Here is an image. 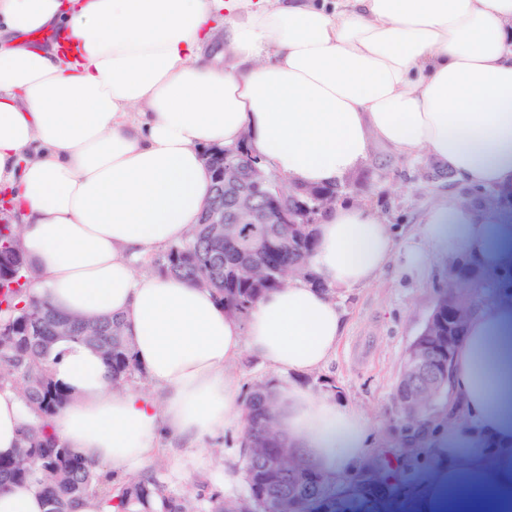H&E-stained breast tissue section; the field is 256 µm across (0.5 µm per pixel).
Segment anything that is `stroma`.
Listing matches in <instances>:
<instances>
[{
	"label": "stroma",
	"mask_w": 512,
	"mask_h": 512,
	"mask_svg": "<svg viewBox=\"0 0 512 512\" xmlns=\"http://www.w3.org/2000/svg\"><path fill=\"white\" fill-rule=\"evenodd\" d=\"M435 167L426 154L401 156L383 144H372L366 162L345 175V198L376 206L393 228L397 251H405L415 245L416 228L433 198L469 194L453 180H427V172ZM450 269V262L439 259L410 274L395 261L371 285L336 294L345 312L344 336L327 369L309 383L329 387L366 417L371 431L361 466L330 484L338 512H429L437 477L447 462L430 448L408 447L411 435L399 418L394 393L406 350ZM246 440L241 423L219 439L204 440L199 450L165 434L154 466L174 493H186L202 480L211 491L227 495L236 485L224 474L243 471L240 449Z\"/></svg>",
	"instance_id": "stroma-1"
}]
</instances>
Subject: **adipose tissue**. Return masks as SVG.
Masks as SVG:
<instances>
[{"label": "adipose tissue", "mask_w": 512, "mask_h": 512, "mask_svg": "<svg viewBox=\"0 0 512 512\" xmlns=\"http://www.w3.org/2000/svg\"><path fill=\"white\" fill-rule=\"evenodd\" d=\"M224 15L225 65L202 47ZM247 139L288 183L340 181L371 142L429 154L464 187L512 189V0H0V208L58 313L117 316L163 401L113 391L95 350L57 341L70 394L48 431L106 470L138 472L161 434L223 435L244 410L238 363L284 376L277 429L327 479L355 471L369 424L331 392L296 384L335 357L330 289L372 283L394 256L421 270L465 254L507 263L496 210L451 193L418 249L397 254L377 211L332 207L317 226L319 280L293 278L247 315L212 291L132 260L180 242L210 196L205 147ZM468 422L436 441L447 480L431 512H512V309L470 322L450 378ZM27 419L0 390V456Z\"/></svg>", "instance_id": "obj_1"}]
</instances>
